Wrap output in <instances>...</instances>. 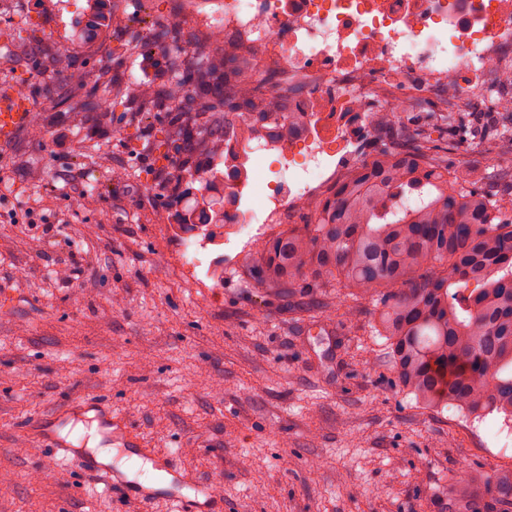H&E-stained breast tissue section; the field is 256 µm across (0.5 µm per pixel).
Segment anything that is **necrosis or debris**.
Listing matches in <instances>:
<instances>
[{"label":"necrosis or debris","instance_id":"necrosis-or-debris-1","mask_svg":"<svg viewBox=\"0 0 512 512\" xmlns=\"http://www.w3.org/2000/svg\"><path fill=\"white\" fill-rule=\"evenodd\" d=\"M209 43L254 53L258 69L304 92L305 130L281 141L228 137L213 184L242 245L302 213L348 175L375 122L372 95L454 106L499 92L512 61V0H180Z\"/></svg>","mask_w":512,"mask_h":512}]
</instances>
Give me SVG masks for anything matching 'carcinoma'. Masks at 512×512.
<instances>
[{"label": "carcinoma", "mask_w": 512, "mask_h": 512, "mask_svg": "<svg viewBox=\"0 0 512 512\" xmlns=\"http://www.w3.org/2000/svg\"><path fill=\"white\" fill-rule=\"evenodd\" d=\"M154 40L129 28L114 55L133 59L150 45L165 46L153 87L124 100L139 123L160 120L165 140L144 154L162 165L159 179L178 188L182 174L198 172L200 154L223 138L263 131L284 140L304 120L284 92L273 99L252 55L229 47L222 66L197 36L182 43L178 24L161 15ZM101 78L82 106L92 121L123 94V74L99 62ZM187 86L174 97L170 85ZM416 127L381 109L376 131L406 142L381 148L370 163L317 199L310 221L276 233L248 256L262 288L311 293L338 288L346 298L374 307L372 329L386 339L399 387L427 407H454L480 418L493 413L512 420V217L501 200L468 190L448 177V162L432 137L448 129L471 132L470 112L429 113ZM179 153L178 174L164 162L170 145ZM482 512H512V469L485 476ZM467 481L448 489V512H475Z\"/></svg>", "instance_id": "cac0c4a2"}]
</instances>
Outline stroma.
Returning a JSON list of instances; mask_svg holds the SVG:
<instances>
[{"label": "stroma", "instance_id": "1", "mask_svg": "<svg viewBox=\"0 0 512 512\" xmlns=\"http://www.w3.org/2000/svg\"><path fill=\"white\" fill-rule=\"evenodd\" d=\"M13 2L0 16V89L24 88L32 120L0 144V512H171L117 501L53 450H29L24 424L91 397L141 447L221 485L224 512H448L460 470L512 468L511 420L429 408L399 388L372 305L346 316L330 292L272 296L230 227L186 277L174 218L209 191L213 155L175 193L148 161L132 176L150 130L114 108L99 135L70 93L111 55V36L78 39L85 0L63 19L50 0ZM19 25L72 64L52 89L60 115L43 112L33 72L8 51ZM494 153L496 168L452 147L448 165L510 194L498 170L512 167V141ZM23 207L35 225L13 223ZM213 263L224 281L208 288Z\"/></svg>", "mask_w": 512, "mask_h": 512}]
</instances>
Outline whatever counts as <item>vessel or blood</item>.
I'll use <instances>...</instances> for the list:
<instances>
[{
    "mask_svg": "<svg viewBox=\"0 0 512 512\" xmlns=\"http://www.w3.org/2000/svg\"><path fill=\"white\" fill-rule=\"evenodd\" d=\"M30 116L28 101L10 94L0 95V142L6 141L24 127ZM66 418L50 416L23 426L25 437L34 445L54 444L63 457L77 458L82 469L92 474L103 484L106 491L133 504H147L158 497L151 479L145 475L140 464L141 452L136 443L124 440L121 428H113V439L121 440V453L127 458V474H120L111 465L99 462L93 453L77 454L70 444L58 435L59 428L66 425ZM154 470L166 472L171 478L167 498L172 512H224V497L217 483L211 480L186 478L172 459L155 457Z\"/></svg>",
    "mask_w": 512,
    "mask_h": 512,
    "instance_id": "1",
    "label": "vessel or blood"
}]
</instances>
